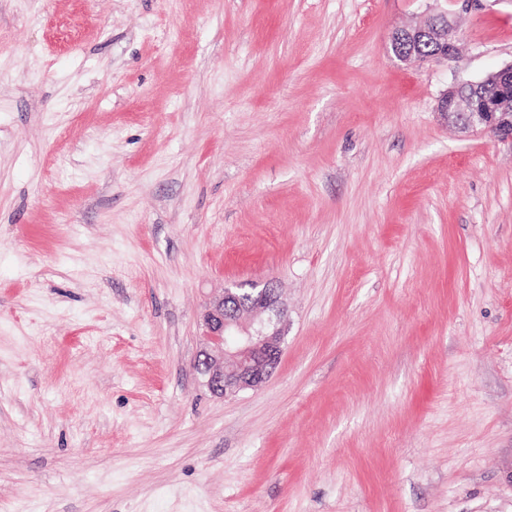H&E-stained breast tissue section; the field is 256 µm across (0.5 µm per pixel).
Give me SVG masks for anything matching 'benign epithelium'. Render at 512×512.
<instances>
[{
	"instance_id": "obj_1",
	"label": "benign epithelium",
	"mask_w": 512,
	"mask_h": 512,
	"mask_svg": "<svg viewBox=\"0 0 512 512\" xmlns=\"http://www.w3.org/2000/svg\"><path fill=\"white\" fill-rule=\"evenodd\" d=\"M400 40L412 45L409 52L395 54L400 61L448 62L455 57L458 33L448 14L440 13L424 26L396 31L392 41ZM425 44L435 46L436 52H423ZM437 110L448 118L462 116L464 125L499 140L512 141V63L478 81L452 84L439 99ZM251 312L265 317L255 324H243V315ZM286 316V307L270 283L248 289L226 286L208 303L201 319L204 346L195 367L211 393L234 396L262 386L271 377L288 332Z\"/></svg>"
}]
</instances>
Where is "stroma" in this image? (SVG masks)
<instances>
[{"instance_id":"1","label":"stroma","mask_w":512,"mask_h":512,"mask_svg":"<svg viewBox=\"0 0 512 512\" xmlns=\"http://www.w3.org/2000/svg\"><path fill=\"white\" fill-rule=\"evenodd\" d=\"M510 62L512 0H0V512H512V143L436 110ZM400 40L411 44L412 48L405 54H395L399 61L414 58L420 61L448 62L455 57L458 33L455 25L448 20L447 13H440L424 26H407L396 31L392 43ZM422 45L427 52H432L434 45L437 50L434 54H427L421 50ZM252 287L225 286L202 315L204 346L195 367L211 393L220 397L259 388L280 361L288 332L286 307L272 284ZM251 312L265 318L244 325L243 315Z\"/></svg>"}]
</instances>
